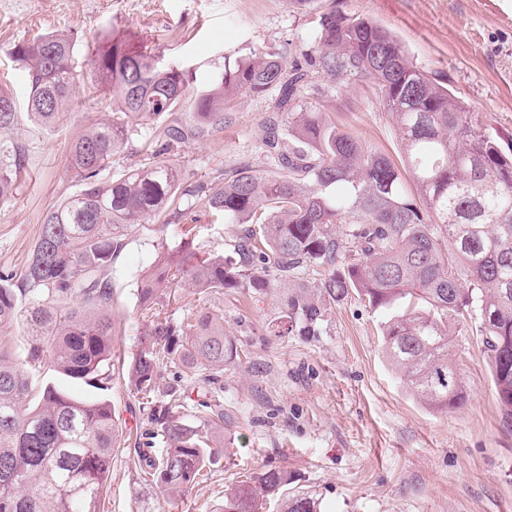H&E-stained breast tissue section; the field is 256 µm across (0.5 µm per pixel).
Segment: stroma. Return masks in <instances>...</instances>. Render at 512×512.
<instances>
[{
	"instance_id": "stroma-1",
	"label": "stroma",
	"mask_w": 512,
	"mask_h": 512,
	"mask_svg": "<svg viewBox=\"0 0 512 512\" xmlns=\"http://www.w3.org/2000/svg\"><path fill=\"white\" fill-rule=\"evenodd\" d=\"M345 10L391 31L411 58L512 145V0H343ZM325 0H0V88L25 103L29 83L10 55L18 43L48 32L78 37V58L110 32H124L162 67L190 76V95L219 79L225 59L287 48V64L303 63L318 44ZM321 93L301 107L325 113L366 147L402 163L399 133L382 110L373 83L344 74L320 77ZM92 86L83 83L60 124L36 126L27 112L10 138L24 145L26 166L14 198L0 205V273H20L45 213L78 190L68 170L72 139L98 122ZM268 99L244 97L222 129L185 144L175 162L188 184L212 180L241 164L269 173L261 153ZM239 225L204 217L194 228L202 255L229 251ZM183 229L158 220L131 231L112 263V388L107 397L119 448L100 512H220L239 474L288 469L289 494H305L320 512H512V434L503 430L495 388L479 336L456 337L450 353L468 400L435 412L423 406L383 354L382 314L357 293L324 305L316 335H277L283 303L299 284L327 277L318 268L298 280L271 271L257 294L237 288L196 295L186 307L163 306L183 318L205 309L224 318L239 355L224 364L221 467L188 492L167 496L134 469L137 435L149 429L139 395L123 379L122 361L138 349L146 320L137 289L162 247L180 244Z\"/></svg>"
}]
</instances>
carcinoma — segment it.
<instances>
[{"label": "carcinoma", "instance_id": "cac0c4a2", "mask_svg": "<svg viewBox=\"0 0 512 512\" xmlns=\"http://www.w3.org/2000/svg\"><path fill=\"white\" fill-rule=\"evenodd\" d=\"M340 4L330 0L322 14L308 67L287 68L285 48L227 61L221 78L188 108L184 71L159 67L123 33L97 42L88 72L69 34L48 33L11 49L28 73L29 115L37 126L55 128L88 76L112 110L71 144L69 165L81 190L45 213L24 270L0 275V332L22 319L29 335L22 358L0 347V512H98L119 447L104 396L115 333L112 260L132 228L163 210L168 224H193L202 214L244 229L228 255L201 257L189 240L166 249L141 280L139 307L149 330L127 372L164 443L153 454L148 441L137 453L144 480L174 495L222 465L224 405L215 386L233 356L224 317L210 311L190 320L163 317L159 292H261L272 266L294 277L314 266L343 265L317 285L319 292L334 300L356 291L390 313L382 325L385 357L436 412L466 402L449 346L475 325L503 429L512 433V155L395 36ZM320 72L372 80L400 132L425 211L409 199L402 172L387 156L365 149L323 113L300 108L317 90L313 78ZM270 91L261 153L276 174L263 177L247 165L185 187L181 170L159 159L224 127V112L238 97ZM16 116L13 96L0 90V204L16 193L25 166L22 145L1 138ZM140 127L157 134L155 161L102 179ZM323 310L321 300L302 292L287 298L284 318L288 328L311 336ZM164 358L205 371L194 405L200 424L185 418L177 391L154 400ZM42 363L99 394L78 399L49 385L34 393L25 366ZM292 479L281 467L250 475L224 493V512H262L274 499L280 512H318L312 498L286 495Z\"/></svg>", "mask_w": 512, "mask_h": 512}]
</instances>
